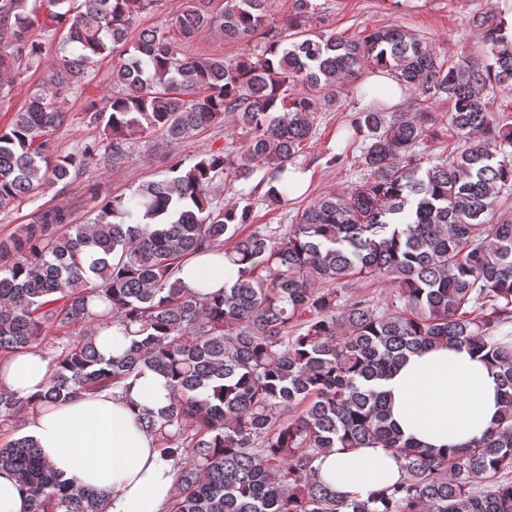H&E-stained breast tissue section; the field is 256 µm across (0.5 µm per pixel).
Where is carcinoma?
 Here are the masks:
<instances>
[{"instance_id": "cac0c4a2", "label": "carcinoma", "mask_w": 512, "mask_h": 512, "mask_svg": "<svg viewBox=\"0 0 512 512\" xmlns=\"http://www.w3.org/2000/svg\"><path fill=\"white\" fill-rule=\"evenodd\" d=\"M28 0H0V30L14 38L0 72L20 61L38 70L43 47L28 40ZM157 0H46L45 23L63 54L45 71V90L0 128V210L68 179L99 159L122 163L128 137L159 134L176 145L228 117L249 138L205 154L174 176L129 197L84 196L98 211L71 224L62 210L0 241V357L35 351L50 375L35 401L0 386V414L32 412L81 393L125 391L153 371L168 404L143 409L138 423L172 461L168 512H512V221H495L502 188L512 185V127L488 108L487 92L512 90V38L497 16H476L482 60L449 65L435 47L397 26L360 40L308 26L316 6L293 0L294 18L267 24L268 0H224L209 12L181 0L171 24L187 41L207 28L253 43L233 59L189 57L156 29L127 48L132 22ZM124 48L112 94L92 113L107 117L106 140L65 155L47 136L66 116L59 99L87 77L95 58ZM383 65L414 94L418 111L394 112L388 92L356 86L365 106L343 127L359 144L361 180L319 197L294 224L252 221L246 205L216 204L223 181L279 183L265 193L279 206L296 192L283 179L317 112L365 66ZM450 104L459 135L447 159L424 168L416 148L428 140L427 107ZM224 251V288H185L183 263ZM395 288L379 309L347 295L353 278ZM103 309L94 312L89 302ZM76 322L86 331L49 341L50 329ZM122 328L127 345L109 359L95 346L99 325ZM465 346L498 369L501 412L459 449L437 454L391 423L379 383L407 355ZM387 448L399 482L365 499L340 495L315 461L333 448ZM30 494L33 512H104L94 491L64 477L34 440L0 446ZM483 482L486 490H474Z\"/></svg>"}]
</instances>
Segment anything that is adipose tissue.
Returning <instances> with one entry per match:
<instances>
[{
    "label": "adipose tissue",
    "instance_id": "ef3b65f1",
    "mask_svg": "<svg viewBox=\"0 0 512 512\" xmlns=\"http://www.w3.org/2000/svg\"><path fill=\"white\" fill-rule=\"evenodd\" d=\"M178 276L186 288L224 286V257L210 253L187 262ZM49 365L40 353L15 355L0 364V385L27 397L42 391ZM162 377L145 372L129 398L105 391L83 394L26 417L23 431L43 457L78 485L107 501V512H166L175 471L142 432L128 406L153 409L168 403ZM394 422L405 436L435 451L481 436L500 408L497 371L467 348L433 347L408 356L383 381ZM321 476L341 495L367 497L398 481L400 465L385 448H336L321 456Z\"/></svg>",
    "mask_w": 512,
    "mask_h": 512
}]
</instances>
